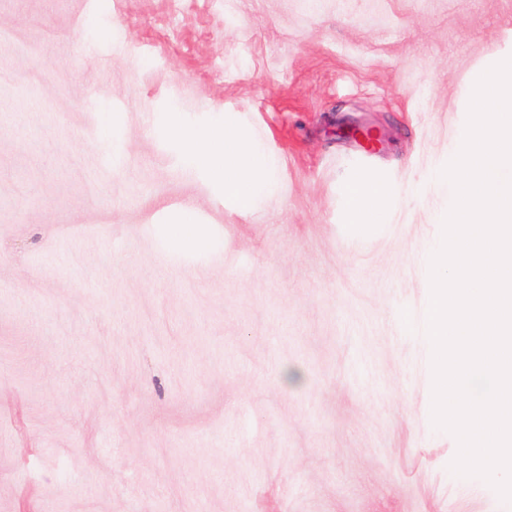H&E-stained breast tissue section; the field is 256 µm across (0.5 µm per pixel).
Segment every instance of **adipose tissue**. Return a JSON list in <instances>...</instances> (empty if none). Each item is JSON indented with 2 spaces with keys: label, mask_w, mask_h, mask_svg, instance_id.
<instances>
[{
  "label": "adipose tissue",
  "mask_w": 512,
  "mask_h": 512,
  "mask_svg": "<svg viewBox=\"0 0 512 512\" xmlns=\"http://www.w3.org/2000/svg\"><path fill=\"white\" fill-rule=\"evenodd\" d=\"M170 133L183 139L188 149L221 179L225 200L239 213L249 212L259 197L271 190L273 161L260 159L256 146L237 134L234 118H225L223 129L218 131L200 129L188 134L176 124ZM388 204L386 187L370 175H362L348 189L349 218L363 229L381 223ZM169 235L174 245L187 253L204 250L212 243L208 226L186 210L174 216Z\"/></svg>",
  "instance_id": "obj_1"
}]
</instances>
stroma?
Instances as JSON below:
<instances>
[{
    "mask_svg": "<svg viewBox=\"0 0 512 512\" xmlns=\"http://www.w3.org/2000/svg\"><path fill=\"white\" fill-rule=\"evenodd\" d=\"M510 52L512 0H0V512H512L401 321ZM228 115L276 162L246 214L167 133ZM184 207L210 250L169 249ZM388 204L386 187L370 175H362L348 188L349 218L366 231L381 223Z\"/></svg>",
    "mask_w": 512,
    "mask_h": 512,
    "instance_id": "35a3bbf8",
    "label": "stroma"
}]
</instances>
